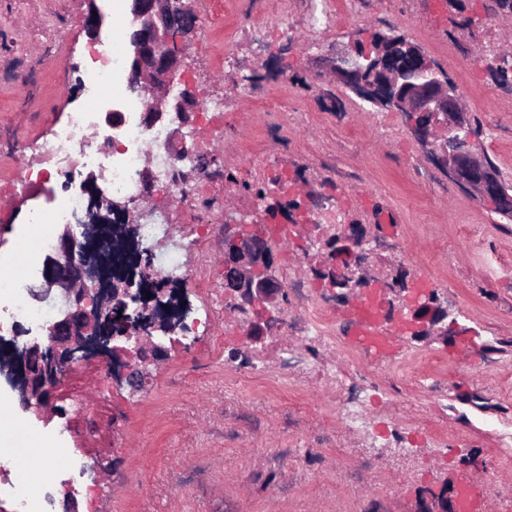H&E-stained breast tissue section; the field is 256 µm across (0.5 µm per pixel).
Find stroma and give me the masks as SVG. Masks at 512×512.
Here are the masks:
<instances>
[{
	"label": "stroma",
	"instance_id": "35a3bbf8",
	"mask_svg": "<svg viewBox=\"0 0 512 512\" xmlns=\"http://www.w3.org/2000/svg\"><path fill=\"white\" fill-rule=\"evenodd\" d=\"M210 0H195L198 29L185 43L197 95L225 94L237 124L227 140L209 126L197 139L212 158L213 208L218 230L198 248L194 264L208 279L213 316L207 340H179L167 357L151 365L141 390L112 389L100 360L79 363L58 386L46 408L27 406L16 384L0 373V408L13 421H28L41 454L21 471L32 495L50 492L52 512L74 503L86 512L58 459L89 453L98 459L91 477L97 512H412L425 492L448 481L469 482L494 512H512V449L492 423L512 427V346L501 354L486 345L512 343V277H489L484 261L494 254L512 267V221L458 186L413 133V123L356 97L319 58L333 56L353 39L395 30L416 44L456 86L462 105L478 120L476 150L496 163L512 186V90L492 80L486 58L512 57V14H493L490 0H338L317 31L295 27L289 40L278 28L285 16L303 12L305 0H226L222 16ZM110 13L109 0H96L105 19L98 34L80 17L86 0H0V251L11 248L15 227L27 223L33 199L11 191L13 146L20 138L47 135L69 112L83 106L77 77L96 47L113 34L134 28L131 0ZM266 27L263 51L233 39L242 14ZM234 41L239 76L255 79L253 91L235 87L224 75V46ZM56 50L59 62L47 67ZM294 108L288 136L266 139L270 120L263 97ZM287 171L277 192L301 200L288 251L296 279L310 280L314 259L302 258L315 232L306 213L330 198L342 223L366 225L369 235L388 236L371 256L372 280L336 308V337L321 351L337 374L352 373L360 355L370 381L386 387L407 382L400 395L374 402L366 420L381 445L338 416L340 391L321 375H300L287 390L276 381L284 352L306 354L298 337L284 334L264 356V372L224 371V333L248 342V325L224 306V225L249 215L272 234L263 208L248 193L224 181L263 170ZM405 270L408 291L389 295L393 315L382 325L392 338L378 355L354 339L355 300L365 292L385 294L387 272ZM436 291L454 323L453 339L418 341L403 321L415 290ZM480 394L491 406L481 409ZM442 430L440 441L420 436Z\"/></svg>",
	"mask_w": 512,
	"mask_h": 512
}]
</instances>
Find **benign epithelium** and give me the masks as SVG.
<instances>
[{
    "mask_svg": "<svg viewBox=\"0 0 512 512\" xmlns=\"http://www.w3.org/2000/svg\"><path fill=\"white\" fill-rule=\"evenodd\" d=\"M91 6L81 16V24L89 32H96L102 25V15L97 11L95 0H88ZM133 22L136 35L131 38L132 54L129 65V86L135 93L143 91L148 84L160 91L154 105L147 109L142 119L144 124L153 126L170 121V116L179 119L180 124L193 122L195 112V91L186 84L176 96H170L176 75L186 68V55L179 47L177 37L186 36V31L196 27L197 14L187 6H177L174 0H133ZM369 54L359 51L358 41L350 48L331 58V67L336 77L349 85L358 97L382 106L393 112L409 113L414 116L431 115V123L448 129V133L462 139L467 149L460 154H451L438 145H432L436 160L448 175L459 184L478 190L482 198L495 201L498 211L505 217L512 216V191L502 186L494 171L485 161V154L478 153L471 139V118L459 107V95L455 86L442 78L435 65L421 51L406 55L409 68L394 70L380 54L379 62L368 79H362L359 61L368 59ZM85 194L100 198L118 213L125 222L128 232H138L144 211L129 201L114 202L106 198L97 184L90 181ZM339 234L336 247L338 254L349 255L346 265L335 264L336 280L343 284L341 295H347L353 288L363 286L357 270L367 264L369 256L360 250L366 241L367 230L361 224H342L337 227ZM224 263L239 269L241 288L239 293L246 299H258L276 310L280 306L282 292L276 278L270 274L274 265L273 253L267 249L266 238L256 232L246 234H224ZM59 255L45 259L42 281L36 297L41 300L54 298L53 290L63 291L64 310L61 317L50 326L49 335L54 337L50 348L55 363L47 366L42 361V346L34 343L15 349L18 360L12 374L17 377L22 397H31L35 384L59 377L57 368H70L74 363L89 360L97 355L112 357V364L126 375L128 383L138 387L144 379L145 365L167 354V347L160 336H149L141 329L117 323L103 317V310L121 301L134 298L139 310L151 305L146 296L130 290L128 283L135 282L137 274L124 275L125 282L119 283L100 275L98 257H74L72 234L65 230L58 243ZM448 319V307L430 292L416 293L407 329L415 340L427 337L429 329ZM457 486L448 487L445 498L448 509L439 507L438 502L421 496L416 512H452L455 509Z\"/></svg>",
    "mask_w": 512,
    "mask_h": 512,
    "instance_id": "benign-epithelium-1",
    "label": "benign epithelium"
}]
</instances>
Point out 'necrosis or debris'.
Here are the masks:
<instances>
[{
    "mask_svg": "<svg viewBox=\"0 0 512 512\" xmlns=\"http://www.w3.org/2000/svg\"><path fill=\"white\" fill-rule=\"evenodd\" d=\"M104 57L103 64L92 65L84 74L83 109L70 113L51 138L21 143L14 149V189L35 195L57 185L63 192L56 196L52 210H36L28 223L20 225L15 233V249L0 253V339L14 334L18 317H25L33 326L50 318V311L22 308L23 282L41 259L55 252L59 225L71 223L87 210L88 199L69 190L84 172L96 175L106 197L133 200L138 196L141 157L148 152L153 157L157 182L184 202L197 203L209 182L199 165L200 158L206 155L205 147L193 144L194 154L188 158L171 153L168 128L148 127L142 122L139 102L129 90L120 46L109 44ZM101 125L106 126V134L100 140H88L87 130ZM214 231L211 224H192L183 232H174L168 212L155 208L148 211L140 226L138 243L113 242L108 258L113 268L127 272L134 267L137 250L152 249L155 242L163 240L167 248L161 253L154 252V262L166 267L168 277L187 284L195 279L189 257ZM281 284L309 309L306 322L295 324L287 318L282 323L283 329L293 331L304 341L309 356L297 363L285 362L279 383L287 384L289 377L299 370L333 378L334 373L323 363L320 350L332 339L335 299L318 295L312 282L294 279L287 270L281 275Z\"/></svg>",
    "mask_w": 512,
    "mask_h": 512,
    "instance_id": "4bbe7bcc",
    "label": "necrosis or debris"
}]
</instances>
